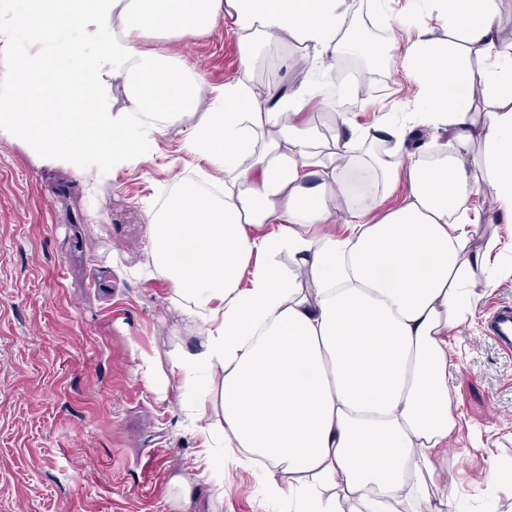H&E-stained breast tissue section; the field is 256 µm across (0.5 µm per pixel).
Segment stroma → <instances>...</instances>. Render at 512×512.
Here are the masks:
<instances>
[{
	"label": "stroma",
	"instance_id": "1",
	"mask_svg": "<svg viewBox=\"0 0 512 512\" xmlns=\"http://www.w3.org/2000/svg\"><path fill=\"white\" fill-rule=\"evenodd\" d=\"M408 5L352 0L351 14L384 46L387 19L409 21ZM138 45L178 50L206 100L242 67L235 39L217 31L176 43L149 32ZM358 67L352 58L326 73L354 127L417 111L416 83L388 67L352 96L345 74ZM255 69L261 94L302 77L305 52L293 41L262 44ZM193 122L187 116L150 134L144 163L98 177L0 136V512H175L170 477L202 463V440L182 424L178 391L155 394L140 367L145 355L168 372L172 347L195 342L144 256L151 208L178 176L209 168L184 143ZM477 232L500 239L503 263L473 323L449 336L460 422L443 463L465 512H512V475L503 474L512 468V353L488 332L491 312L512 305V223ZM224 462L230 478L215 512H288L265 497L254 469L229 451Z\"/></svg>",
	"mask_w": 512,
	"mask_h": 512
}]
</instances>
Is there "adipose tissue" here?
Wrapping results in <instances>:
<instances>
[{
    "mask_svg": "<svg viewBox=\"0 0 512 512\" xmlns=\"http://www.w3.org/2000/svg\"><path fill=\"white\" fill-rule=\"evenodd\" d=\"M424 2L391 56L418 85L421 117L362 150L358 131L337 123L322 142L304 117L328 100L326 60L381 53L353 43L348 0H0V33L18 48L0 132L82 175L141 163L146 130L194 114L188 144L224 182L214 195L179 179L146 227L144 251L198 333L173 347L167 374L142 361L151 390L178 382L208 450L201 472L170 480L180 512H200L199 486L223 491L227 448L263 463L266 497L290 512H460L439 461L459 420L448 336L496 286L497 241L473 231L487 203L512 222V40L503 0ZM222 26L242 69L207 103L175 56L137 45L152 29ZM288 39L309 76L257 95V45ZM116 79L123 111L86 114ZM419 123L433 135L414 143ZM403 179L404 202L364 221Z\"/></svg>",
    "mask_w": 512,
    "mask_h": 512,
    "instance_id": "obj_1",
    "label": "adipose tissue"
}]
</instances>
